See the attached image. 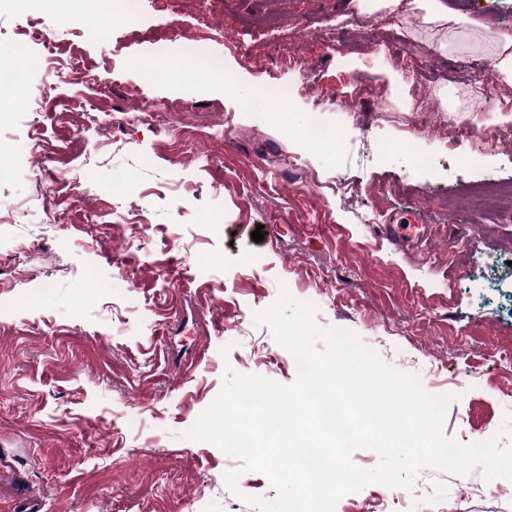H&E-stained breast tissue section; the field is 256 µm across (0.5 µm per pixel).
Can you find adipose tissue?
Here are the masks:
<instances>
[{
    "label": "adipose tissue",
    "instance_id": "ef3b65f1",
    "mask_svg": "<svg viewBox=\"0 0 512 512\" xmlns=\"http://www.w3.org/2000/svg\"><path fill=\"white\" fill-rule=\"evenodd\" d=\"M362 8L371 14L416 15L430 39L443 48L456 39L482 41L502 81L512 85V34L497 33L485 39L478 31L460 29L458 18L448 11L442 0H363Z\"/></svg>",
    "mask_w": 512,
    "mask_h": 512
}]
</instances>
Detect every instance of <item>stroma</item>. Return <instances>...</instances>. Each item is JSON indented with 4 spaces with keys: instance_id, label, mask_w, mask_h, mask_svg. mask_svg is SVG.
<instances>
[{
    "instance_id": "stroma-1",
    "label": "stroma",
    "mask_w": 512,
    "mask_h": 512,
    "mask_svg": "<svg viewBox=\"0 0 512 512\" xmlns=\"http://www.w3.org/2000/svg\"><path fill=\"white\" fill-rule=\"evenodd\" d=\"M217 8L232 48L224 65L181 54L158 81L170 31L192 32ZM69 0H0V45L17 58L35 102L0 114V512L18 493L42 512H257L273 499L262 474L225 472L240 460L187 433L220 393L226 369L280 385L291 353L254 322L280 292L314 308L322 327L353 333L386 364L448 395L446 435L464 444L511 439L512 212L487 200L485 157L505 123L493 110L448 112L444 97L498 99L512 87L478 51L440 50L391 16L337 10L334 0H138L136 18L111 19L99 44L71 21ZM464 27L512 33V0L458 9ZM49 32L51 43L31 39ZM351 56L343 66L340 51ZM297 57L309 75L254 125L243 105L288 81ZM94 64L101 86L73 97L52 67ZM201 74L181 112L155 110L177 74ZM370 86L356 110L340 96ZM430 108L419 131L405 98ZM323 107L342 146L311 151L310 112ZM224 135L206 145L210 129ZM469 129L474 143H458ZM44 149L31 156L26 144ZM376 148L359 158L356 146ZM311 159L310 170L289 166ZM83 167L75 190L44 195L60 172ZM512 187V165L493 167ZM351 184L318 195L312 178ZM137 211L141 224L113 218ZM422 211L427 237L399 245L364 218ZM262 229L263 241L251 238ZM51 290L33 299L37 284ZM379 484L342 497L335 512H512V481L424 470L413 490L380 498Z\"/></svg>"
}]
</instances>
